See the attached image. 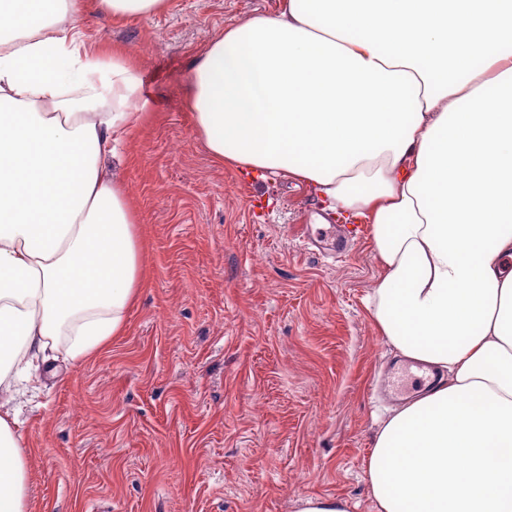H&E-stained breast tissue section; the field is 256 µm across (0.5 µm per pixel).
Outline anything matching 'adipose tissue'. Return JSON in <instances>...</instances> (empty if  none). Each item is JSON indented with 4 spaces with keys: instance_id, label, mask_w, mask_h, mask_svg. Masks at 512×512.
<instances>
[{
    "instance_id": "ef3b65f1",
    "label": "adipose tissue",
    "mask_w": 512,
    "mask_h": 512,
    "mask_svg": "<svg viewBox=\"0 0 512 512\" xmlns=\"http://www.w3.org/2000/svg\"><path fill=\"white\" fill-rule=\"evenodd\" d=\"M166 4L0 0V512L30 494L11 394L104 352L145 281L103 166L149 119L138 69L77 24ZM186 100L215 165L367 220L375 334L443 374L374 432V512H512V0H279L211 39Z\"/></svg>"
}]
</instances>
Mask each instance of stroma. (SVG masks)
<instances>
[{
	"label": "stroma",
	"instance_id": "stroma-1",
	"mask_svg": "<svg viewBox=\"0 0 512 512\" xmlns=\"http://www.w3.org/2000/svg\"><path fill=\"white\" fill-rule=\"evenodd\" d=\"M276 7L169 0L79 24L136 61L153 115L104 161L141 212L147 279L107 351L17 394L29 512H299L307 497L372 512L362 457L394 353L365 309L379 273L368 234L339 260L307 247L323 230L313 190L214 165L186 107L211 37Z\"/></svg>",
	"mask_w": 512,
	"mask_h": 512
}]
</instances>
